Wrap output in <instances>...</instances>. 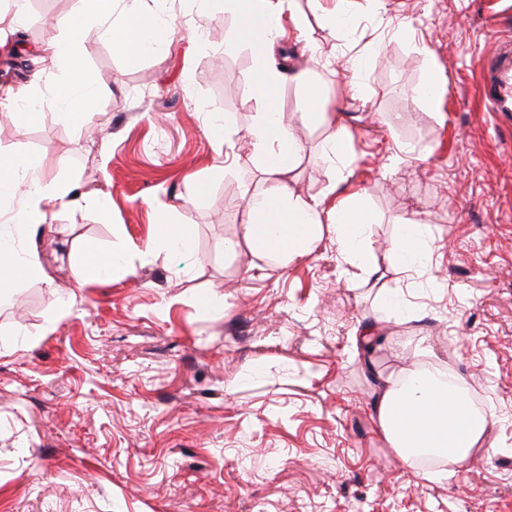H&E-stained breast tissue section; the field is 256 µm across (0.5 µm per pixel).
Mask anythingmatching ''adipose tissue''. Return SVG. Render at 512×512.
Wrapping results in <instances>:
<instances>
[{
  "mask_svg": "<svg viewBox=\"0 0 512 512\" xmlns=\"http://www.w3.org/2000/svg\"><path fill=\"white\" fill-rule=\"evenodd\" d=\"M122 2L119 22H112L115 2ZM145 0H85L84 10L71 14L63 28L67 39L50 40V60L78 68L85 52L76 33L86 20L108 23V36L115 48L129 57H138L156 49L173 32L172 20L144 7ZM223 5L236 25L224 36L225 52L235 50L242 39L263 47L257 61L254 91L265 101L264 111L255 113L248 137L253 159L264 176L265 187L246 198L248 221L241 227L237 248L253 255L275 257L278 266L303 258L312 251L324 233H331L342 252L352 258L362 257L367 248V217L356 196L337 201L330 224H323L326 197L304 198L295 194L290 174L301 155V144L293 136L290 124L275 105L279 89L286 77H293L309 94L300 117L304 124L327 129L323 159L335 165L334 185L327 195H335V186L344 180L349 138L345 126L336 122L330 110L331 101L311 80L308 70L287 73L270 67L268 55L274 53L284 23L295 29L305 26L302 15L286 11L284 0H202V13L215 5ZM42 162L25 154L0 155V196H16L22 203L25 223L37 226L49 211L65 205L66 184L49 183L41 176ZM389 254L395 273L404 275L429 259L421 224L404 225L392 240ZM41 270L35 252L15 251L10 243L0 242V294H7L16 282L38 274ZM461 395L440 371L426 373L410 384H393L381 394L375 405L383 439L406 460L422 455H437L461 465L467 462L485 442L493 422L490 415L474 411L460 412L456 402Z\"/></svg>",
  "mask_w": 512,
  "mask_h": 512,
  "instance_id": "1",
  "label": "adipose tissue"
}]
</instances>
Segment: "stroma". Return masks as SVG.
I'll use <instances>...</instances> for the list:
<instances>
[{
    "label": "stroma",
    "instance_id": "35a3bbf8",
    "mask_svg": "<svg viewBox=\"0 0 512 512\" xmlns=\"http://www.w3.org/2000/svg\"><path fill=\"white\" fill-rule=\"evenodd\" d=\"M81 6L29 0L0 33V91L39 101L34 121L0 112V154L42 159L72 194L35 234L0 200V236L43 269L0 301V512H512V114L491 110L480 80L512 38V0H357L344 36L295 0L305 31L286 28L280 47L317 68L349 130L336 195L367 211L366 270L330 235L281 269L225 250L243 195L263 186L249 151L222 169L214 116L242 135L264 107L249 42L224 50L229 14L164 0L174 31L152 53L127 58L93 24L80 71L30 55ZM350 57L361 65L342 67ZM430 71L434 105L420 93ZM66 78L95 95L77 122L51 95ZM294 133V185L323 195L325 132ZM405 220L431 255L408 278L388 260ZM166 221L193 230L192 250L161 249ZM90 246L133 269L81 285ZM372 322L382 337L366 351ZM428 362L494 415L465 467L415 469L380 436L384 381Z\"/></svg>",
    "mask_w": 512,
    "mask_h": 512
}]
</instances>
